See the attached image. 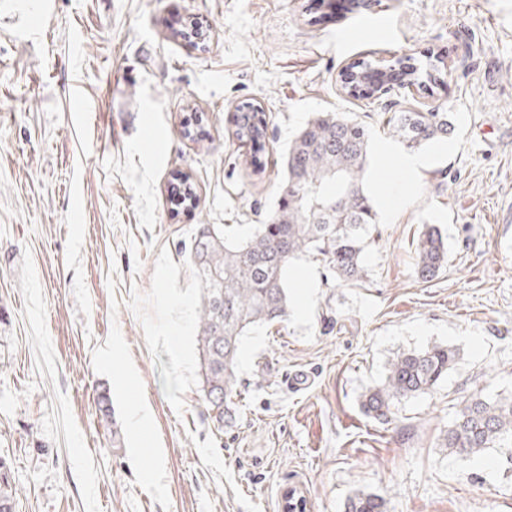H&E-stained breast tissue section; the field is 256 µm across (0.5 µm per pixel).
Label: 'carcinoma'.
Returning a JSON list of instances; mask_svg holds the SVG:
<instances>
[{
  "label": "carcinoma",
  "mask_w": 512,
  "mask_h": 512,
  "mask_svg": "<svg viewBox=\"0 0 512 512\" xmlns=\"http://www.w3.org/2000/svg\"><path fill=\"white\" fill-rule=\"evenodd\" d=\"M266 121L261 106L240 105L236 138L264 149ZM454 131L446 105L392 113L387 133L408 149L443 141ZM370 135L344 112H317L288 143L285 180L266 224L240 237L231 225L199 228L189 259L201 284L197 343L203 403L211 422L224 428L237 393L238 360L251 330L288 315L287 269L296 259L321 261L343 285L363 278L364 243L378 223L365 183ZM417 278L429 281L448 263V245L434 225L417 240ZM458 352L432 345L403 350L388 362L384 379L361 395L363 412L388 421L397 403L431 393L448 376ZM441 447L474 458L499 448L512 464V395L476 396L461 405ZM13 491L0 475V512H14ZM346 512H387L380 495L356 492Z\"/></svg>",
  "instance_id": "obj_1"
}]
</instances>
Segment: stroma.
Returning a JSON list of instances; mask_svg holds the SVG:
<instances>
[{"label":"stroma","mask_w":512,"mask_h":512,"mask_svg":"<svg viewBox=\"0 0 512 512\" xmlns=\"http://www.w3.org/2000/svg\"><path fill=\"white\" fill-rule=\"evenodd\" d=\"M188 16L203 42L173 36ZM405 56L443 61L442 85L344 89L350 62ZM244 102L269 121L255 164L233 134ZM439 103L455 131L410 177L377 149L386 115ZM327 110L371 134L366 275L289 265L288 316L244 339L216 429L191 243L203 224L267 223L289 141ZM178 171L196 209L169 202ZM427 224L448 264L425 282ZM435 344L459 353L435 391L392 423L366 416L394 352ZM480 391L512 393V0H0V461L16 512H275L286 481L308 485V512H345L359 490L389 512H512L499 449L440 446Z\"/></svg>","instance_id":"stroma-1"}]
</instances>
